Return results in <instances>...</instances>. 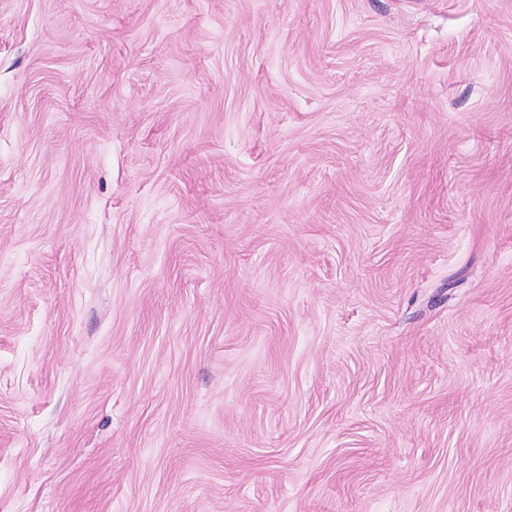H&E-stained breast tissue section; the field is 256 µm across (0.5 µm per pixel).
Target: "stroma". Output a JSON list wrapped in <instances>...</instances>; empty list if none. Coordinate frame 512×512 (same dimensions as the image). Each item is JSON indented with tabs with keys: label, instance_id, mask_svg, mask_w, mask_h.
I'll list each match as a JSON object with an SVG mask.
<instances>
[{
	"label": "stroma",
	"instance_id": "1",
	"mask_svg": "<svg viewBox=\"0 0 512 512\" xmlns=\"http://www.w3.org/2000/svg\"><path fill=\"white\" fill-rule=\"evenodd\" d=\"M0 512H512V0H0Z\"/></svg>",
	"mask_w": 512,
	"mask_h": 512
}]
</instances>
